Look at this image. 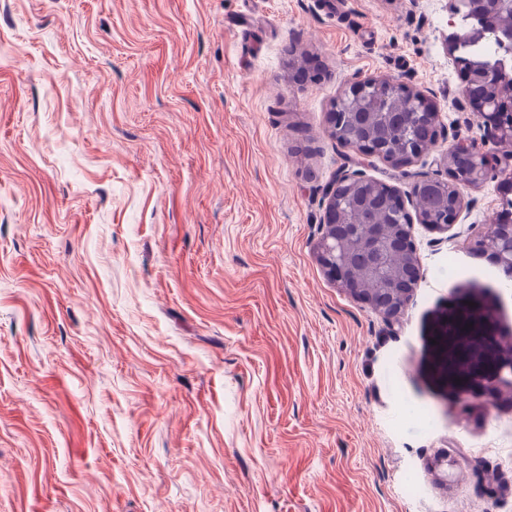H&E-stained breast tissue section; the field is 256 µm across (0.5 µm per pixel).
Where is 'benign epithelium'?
I'll list each match as a JSON object with an SVG mask.
<instances>
[{"label": "benign epithelium", "instance_id": "obj_1", "mask_svg": "<svg viewBox=\"0 0 512 512\" xmlns=\"http://www.w3.org/2000/svg\"><path fill=\"white\" fill-rule=\"evenodd\" d=\"M452 14H484L493 17L512 12V0H449ZM483 31L461 29L448 38L452 49L478 40ZM465 84L461 95L476 112L489 136L500 141L512 140V108L502 104L500 94L512 93V70L499 69L489 75L481 67L463 70ZM369 88L376 89L380 98L387 100L397 95L417 102L428 128L435 138L443 135L439 122V108L429 96L401 81L389 78H367L349 84L338 98V106L328 114L331 136H337L344 122L354 119L355 113L341 111L348 100H357ZM452 143L442 157L447 177L423 175L409 191L370 179L360 169L341 168L336 180L325 193L324 214L320 221V236L314 245L316 259L328 279L363 304L394 324L403 314L413 292L422 279L414 238V223L426 225L431 231L446 234L453 230L462 211L467 207L463 189L477 188L497 166L512 164V156L491 155L473 143L457 139V132H448ZM355 154L363 158H378L395 166H409L431 150L416 142L407 144L399 156L390 151L383 140L354 139L348 142ZM431 188L442 191V206L430 215L419 207L421 195ZM380 194L392 201L402 216L399 224H354L346 211L337 206L341 195L367 196ZM353 243L365 258V276L352 272L354 256L347 250ZM468 248L485 254L492 264L508 279H512V199L505 200L502 210L495 213ZM406 257L398 274L387 272L389 258L394 253ZM451 335L441 360V370L448 382L466 390L472 383L489 379L494 389L502 386L512 391V352L503 354L497 336L488 325L487 315L470 306L461 307L448 321Z\"/></svg>", "mask_w": 512, "mask_h": 512}]
</instances>
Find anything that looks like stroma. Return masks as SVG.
Instances as JSON below:
<instances>
[{"mask_svg":"<svg viewBox=\"0 0 512 512\" xmlns=\"http://www.w3.org/2000/svg\"><path fill=\"white\" fill-rule=\"evenodd\" d=\"M448 0H0V512H512V394L458 395L464 302L512 345V281L454 228L414 235L400 321L323 273L337 171L409 190L327 114L352 81L460 95ZM411 416H404V407ZM445 460L444 476L431 472Z\"/></svg>","mask_w":512,"mask_h":512,"instance_id":"1","label":"stroma"}]
</instances>
